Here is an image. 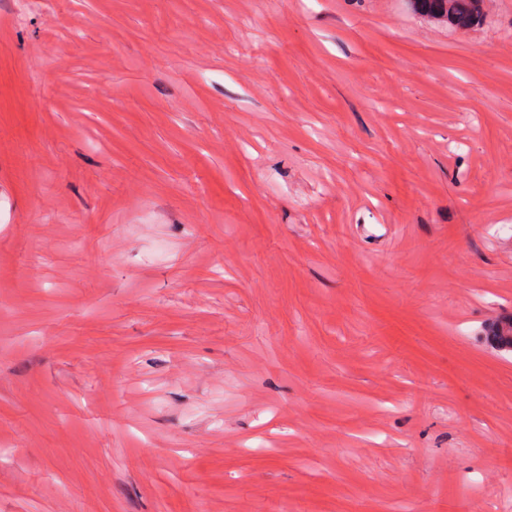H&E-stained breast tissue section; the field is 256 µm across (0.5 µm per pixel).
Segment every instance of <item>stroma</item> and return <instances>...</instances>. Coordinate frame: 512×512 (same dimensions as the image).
<instances>
[{
	"instance_id": "stroma-1",
	"label": "stroma",
	"mask_w": 512,
	"mask_h": 512,
	"mask_svg": "<svg viewBox=\"0 0 512 512\" xmlns=\"http://www.w3.org/2000/svg\"><path fill=\"white\" fill-rule=\"evenodd\" d=\"M0 0V512H512V0ZM482 0H413L418 10L456 25L470 24L480 12Z\"/></svg>"
}]
</instances>
